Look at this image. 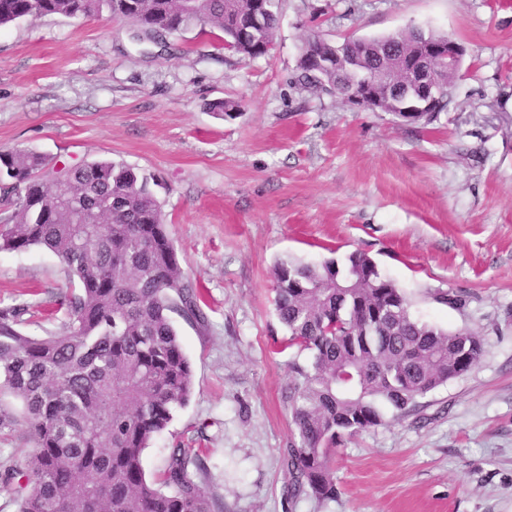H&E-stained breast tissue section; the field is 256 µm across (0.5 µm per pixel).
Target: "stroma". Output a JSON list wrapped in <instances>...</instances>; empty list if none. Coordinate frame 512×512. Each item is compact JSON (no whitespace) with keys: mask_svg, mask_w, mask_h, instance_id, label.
<instances>
[{"mask_svg":"<svg viewBox=\"0 0 512 512\" xmlns=\"http://www.w3.org/2000/svg\"><path fill=\"white\" fill-rule=\"evenodd\" d=\"M270 55L224 50L209 28L133 39L130 25L45 16L0 29V148L107 160L155 175L204 319L176 320L194 389L143 452L147 478L171 448H197L225 512H512V0H278ZM415 26L467 49L447 112L407 126L292 81L312 32L343 41ZM241 102L236 118L207 108ZM364 251L421 321L484 342L465 374L332 456L334 499L289 501L280 468L288 387L308 354L285 348L272 270L290 258ZM53 254L0 251V309L60 331L71 293ZM467 297L455 309L440 290ZM0 473L33 447L0 397Z\"/></svg>","mask_w":512,"mask_h":512,"instance_id":"35a3bbf8","label":"stroma"}]
</instances>
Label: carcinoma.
<instances>
[{
	"instance_id": "obj_1",
	"label": "carcinoma",
	"mask_w": 512,
	"mask_h": 512,
	"mask_svg": "<svg viewBox=\"0 0 512 512\" xmlns=\"http://www.w3.org/2000/svg\"><path fill=\"white\" fill-rule=\"evenodd\" d=\"M108 13L138 39L208 25L225 49L248 58L270 54L279 18L276 0H0V28L29 18H88ZM448 40L421 29L358 39L352 53L318 35L303 44L293 76L301 88L342 98V71L388 64L396 80L428 44ZM330 62L312 69L307 55ZM457 74H439L433 110L397 113L428 124L448 110ZM241 105L209 109L233 119ZM155 176L110 161L58 165L25 149L0 151V251L33 247L53 253L75 281L61 331L20 329L23 303L0 310V394L19 400L34 446L25 464L20 512H224L196 480L204 462L172 448L161 486L145 477L142 454L193 393V374L172 315L201 321L193 282L164 224ZM98 224H77L80 212ZM274 306L286 347L309 352L293 364L288 403L294 429L281 465L287 496H336L332 446L342 434L404 414L419 399L466 373L482 356L481 334L442 328L413 316L405 291L379 272L366 252L344 264L280 260Z\"/></svg>"
}]
</instances>
